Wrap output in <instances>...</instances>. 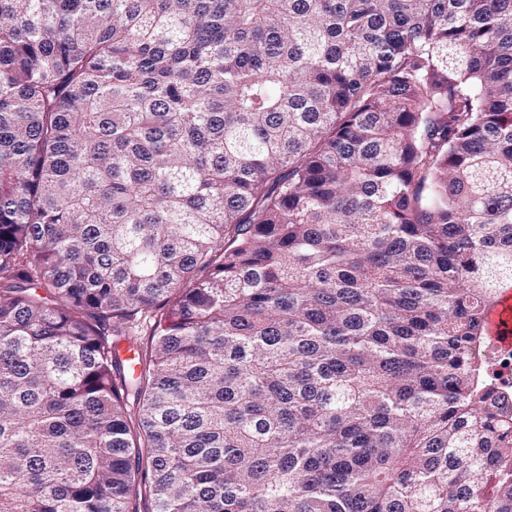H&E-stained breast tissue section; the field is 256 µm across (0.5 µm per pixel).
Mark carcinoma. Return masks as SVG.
I'll return each mask as SVG.
<instances>
[{
  "mask_svg": "<svg viewBox=\"0 0 512 512\" xmlns=\"http://www.w3.org/2000/svg\"><path fill=\"white\" fill-rule=\"evenodd\" d=\"M509 284L512 0H0V512H512ZM511 289H508L505 292L501 304H499L493 311H491L487 317L489 333L493 336H498L501 339V341L507 345L512 344V336L510 332V324L512 320ZM504 323L508 325L507 331H504ZM487 372L495 380L501 398L512 404V349L488 337L479 349Z\"/></svg>",
  "mask_w": 512,
  "mask_h": 512,
  "instance_id": "1",
  "label": "carcinoma"
}]
</instances>
